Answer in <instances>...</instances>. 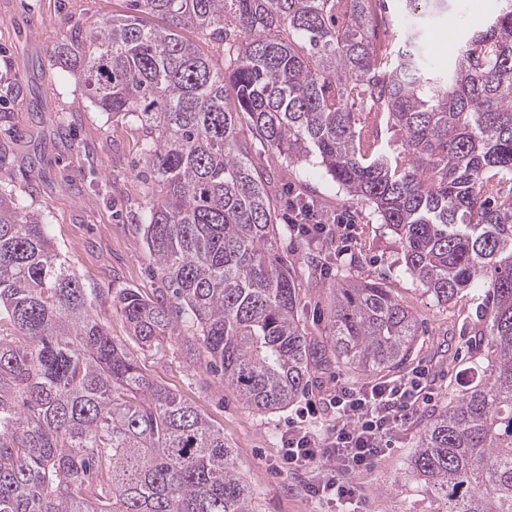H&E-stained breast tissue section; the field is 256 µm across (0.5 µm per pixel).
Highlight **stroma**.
<instances>
[{
    "label": "stroma",
    "mask_w": 512,
    "mask_h": 512,
    "mask_svg": "<svg viewBox=\"0 0 512 512\" xmlns=\"http://www.w3.org/2000/svg\"><path fill=\"white\" fill-rule=\"evenodd\" d=\"M127 7V0H0V84L16 88L0 99V110L7 114L0 122V148L12 158L11 165L0 169V191L48 224L74 272L94 291V314L110 335L156 382L223 429L257 512H331L332 503L306 493L318 471L283 469L281 436L300 424L327 430L336 418L329 401L337 385L365 383L364 375L329 361L313 369L302 398L282 411L260 413L243 405L220 374L207 369L204 357H192L182 342H175L162 359L141 349L112 305L115 287L151 298L161 286L140 231L148 206L141 189L144 132L113 122L95 108L78 79L53 66L51 55L71 29L92 28ZM497 7L498 0H448L447 10L426 18L423 35L463 42L490 24ZM251 159L272 177L267 191L278 202L280 250L298 242L290 229L291 202H307L320 216L355 224L351 256L327 270L302 274L299 316L315 342L327 341L332 288L345 277L383 282L426 326L427 334L420 337L403 373L427 369L432 400L396 434L393 448L363 477L362 487L367 512H437L438 502L416 489L402 466L430 414L472 377L470 368L479 356L469 345L468 330L479 319L477 302H466L460 310L445 308L424 294L405 271L396 236L373 207L349 194L318 164L289 162L258 140L251 143ZM310 401L316 403L318 417L300 420Z\"/></svg>",
    "instance_id": "35a3bbf8"
}]
</instances>
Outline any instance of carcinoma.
<instances>
[{"instance_id":"1","label":"carcinoma","mask_w":512,"mask_h":512,"mask_svg":"<svg viewBox=\"0 0 512 512\" xmlns=\"http://www.w3.org/2000/svg\"><path fill=\"white\" fill-rule=\"evenodd\" d=\"M409 2L392 52L386 0H130L53 63L145 133L142 239L165 288L112 295L141 348L191 338L259 412L305 392L296 263L249 140L315 159L374 206L438 304L483 290L476 378L431 415L406 472L441 512H512V0L445 75L419 30L447 0ZM331 315L328 348L356 373L401 371L426 333L376 281L337 284ZM0 321V512H255L224 431L110 336L48 225L2 191Z\"/></svg>"}]
</instances>
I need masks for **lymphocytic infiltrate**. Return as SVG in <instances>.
Segmentation results:
<instances>
[{"instance_id":"obj_1","label":"lymphocytic infiltrate","mask_w":512,"mask_h":512,"mask_svg":"<svg viewBox=\"0 0 512 512\" xmlns=\"http://www.w3.org/2000/svg\"><path fill=\"white\" fill-rule=\"evenodd\" d=\"M415 376L359 386L337 385L331 400L336 423L320 434L292 427L282 436V459L291 469H318L310 497L342 507L362 503L360 476L368 474L392 444L395 433L428 403L422 380Z\"/></svg>"}]
</instances>
